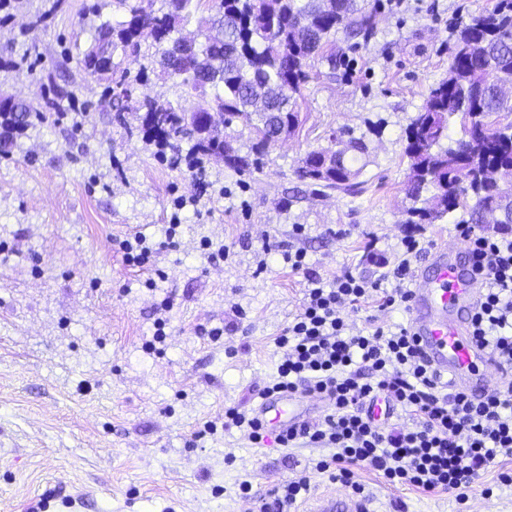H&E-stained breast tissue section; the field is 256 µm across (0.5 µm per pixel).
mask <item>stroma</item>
Masks as SVG:
<instances>
[{"label": "stroma", "mask_w": 512, "mask_h": 512, "mask_svg": "<svg viewBox=\"0 0 512 512\" xmlns=\"http://www.w3.org/2000/svg\"><path fill=\"white\" fill-rule=\"evenodd\" d=\"M499 4L368 0L371 32H338L330 56L311 60L296 133L270 147L260 171L241 174L214 160L172 165L143 140L137 114L102 110L103 86L77 57L96 26L121 20L114 0H18L0 20V94L36 105L54 82L77 100L0 155V512H243L327 456L258 446L236 428L201 430L227 407L255 410L276 373L275 339L308 287L283 251H304L327 284L347 271L377 277L409 235L466 254L450 221H407L405 131L446 77L459 24ZM114 61L135 77V96L179 98L178 80L141 81L134 58ZM372 121L380 134H368ZM343 129L366 136L363 190L311 195L294 170ZM137 232L165 273L154 289L153 270L128 266L114 247ZM206 240L225 247L224 260L209 258ZM167 297L173 306L161 309ZM161 319L158 355L143 344ZM215 327L217 341L207 334ZM510 470L512 459H500L483 477L492 495L477 490L464 504L369 470L359 480L374 512L395 501L403 512H512V486L495 485Z\"/></svg>", "instance_id": "35a3bbf8"}]
</instances>
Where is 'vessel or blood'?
<instances>
[{
	"instance_id": "vessel-or-blood-1",
	"label": "vessel or blood",
	"mask_w": 512,
	"mask_h": 512,
	"mask_svg": "<svg viewBox=\"0 0 512 512\" xmlns=\"http://www.w3.org/2000/svg\"><path fill=\"white\" fill-rule=\"evenodd\" d=\"M485 281L473 263H460L453 249H435L427 266L413 276L407 326L431 367L448 377L453 388L483 395L494 392L486 375L498 363L470 334L471 315ZM319 401L301 394L265 398L258 411L274 426L306 421ZM314 512H373L368 499L321 496Z\"/></svg>"
}]
</instances>
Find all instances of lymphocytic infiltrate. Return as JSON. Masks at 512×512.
<instances>
[{"mask_svg": "<svg viewBox=\"0 0 512 512\" xmlns=\"http://www.w3.org/2000/svg\"><path fill=\"white\" fill-rule=\"evenodd\" d=\"M457 232L487 281L472 314L471 332L502 368L512 367V236ZM376 279L351 272L332 285L311 280L302 311L275 340L280 353L276 376L264 395L302 392L326 400L320 419L274 434L279 447L304 443L329 449L314 469L362 493L357 472L369 468L394 487L444 490L458 503L469 500L484 473L499 456H512V388L477 396L452 388L424 360L406 326H378L351 333L347 312L375 299L386 307L406 308L411 260L422 250L414 237ZM408 409L410 427H386L370 407Z\"/></svg>", "mask_w": 512, "mask_h": 512, "instance_id": "1", "label": "lymphocytic infiltrate"}]
</instances>
